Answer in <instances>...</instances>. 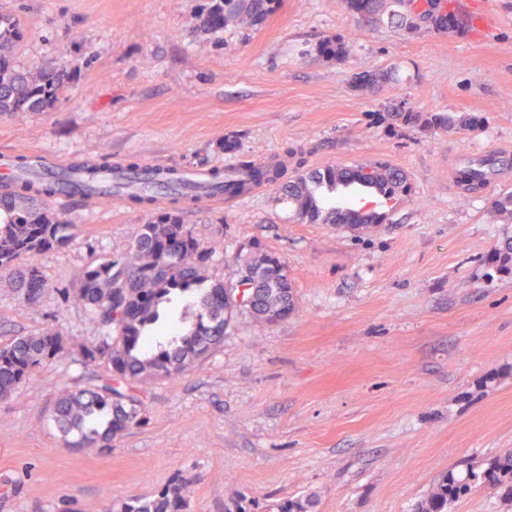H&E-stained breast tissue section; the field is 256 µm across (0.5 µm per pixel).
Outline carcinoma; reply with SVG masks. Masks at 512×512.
<instances>
[{"label":"carcinoma","mask_w":512,"mask_h":512,"mask_svg":"<svg viewBox=\"0 0 512 512\" xmlns=\"http://www.w3.org/2000/svg\"><path fill=\"white\" fill-rule=\"evenodd\" d=\"M273 0H209L199 15L197 30L219 39L228 28H253L262 24ZM423 0H345L346 7L370 20L389 15L390 20L417 31L423 27L437 33L431 14L421 9ZM21 37L19 23L0 14V114L47 112L58 101L57 93L69 78L63 63L53 68L19 69L11 64L9 49ZM395 82L391 71H366L355 75L353 87L373 91ZM400 101L392 110L405 123L431 131L473 129L475 116L457 119L445 113L421 115L404 111ZM285 156L294 160L295 175L286 177L288 161L274 164L238 159L232 171L213 170L199 186L184 179L174 168L158 169L155 177L172 194L175 207L159 212L141 225L130 256L105 259L77 271V288L66 290L64 302L82 304L99 329L95 342L84 349L85 363L107 365L104 377L89 374L76 390H61L54 399L50 420L67 448H109L113 439L129 429L147 424L141 400L121 389L123 382L170 378L204 359L224 341L235 306L225 297L228 289L219 282L201 287L207 279L212 253L198 243L181 221L179 204L194 203L199 189L234 198L263 184L280 185L282 194L293 205L303 222L338 224L350 228L378 227L388 213L375 209L324 207L318 192L326 187L359 186L387 202L410 195L406 173L385 162L353 168L330 166L306 171V151L289 148ZM52 181L37 177L5 187L0 208L7 219L0 224V272L6 274L18 294L28 303L39 301L48 282L36 257L44 251L66 245L72 225L53 208ZM500 270L512 268V237L505 236L489 257ZM238 283L252 284L254 291L248 312L258 321L270 323L295 308L291 279L280 260L261 255L250 261ZM191 293L193 300L184 310L188 330L172 337L156 349L145 348L147 331L160 319V306L175 292ZM64 347L59 331L48 329L38 336H17L0 347V399L11 397L31 375ZM501 491L512 502V449L483 463L481 471L463 474L452 470L442 474L432 490L417 505L416 512H446L448 505L479 486ZM185 479L178 478L151 499L128 497L117 501V510L107 512H188L183 496ZM314 501L290 499L276 505L277 512H309Z\"/></svg>","instance_id":"carcinoma-1"}]
</instances>
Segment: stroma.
<instances>
[{"label":"stroma","mask_w":512,"mask_h":512,"mask_svg":"<svg viewBox=\"0 0 512 512\" xmlns=\"http://www.w3.org/2000/svg\"><path fill=\"white\" fill-rule=\"evenodd\" d=\"M203 0H0L23 35V68L67 62L48 112L0 115V152L49 160L101 153L162 166L224 168L225 139L260 161L290 146L307 169L386 162L412 187L372 231L297 220L277 187L182 220L211 251L210 281L277 257L296 307L272 324L241 314L224 343L184 373L139 385L149 422L111 447L66 448L49 423L57 392L87 368L97 327L63 302L75 272L125 256L148 209L58 205L74 230L37 258L49 288L26 304L0 277V344L53 327L63 350L0 400V512H103L184 476L188 512L312 497L314 512H414L441 473L512 448V272L487 258L512 220L491 207L512 179L449 189V153L503 149L512 165V0L480 5L488 24L411 32L348 11L343 0H278L251 30L196 35ZM355 35L345 58L316 48ZM397 69L359 92L354 74ZM478 115L465 133H426L390 115Z\"/></svg>","instance_id":"35a3bbf8"}]
</instances>
